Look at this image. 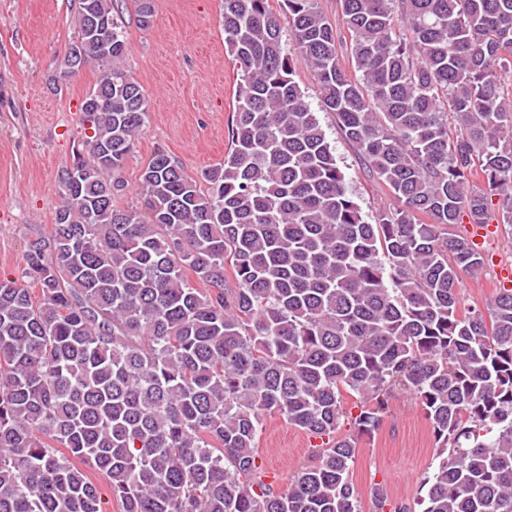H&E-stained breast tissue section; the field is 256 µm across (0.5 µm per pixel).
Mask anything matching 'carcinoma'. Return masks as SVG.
Returning a JSON list of instances; mask_svg holds the SVG:
<instances>
[{"label":"carcinoma","mask_w":512,"mask_h":512,"mask_svg":"<svg viewBox=\"0 0 512 512\" xmlns=\"http://www.w3.org/2000/svg\"><path fill=\"white\" fill-rule=\"evenodd\" d=\"M222 2L230 151L199 180L155 153L122 206L149 104L117 0H79L64 64L98 68L92 134L0 276V512H106L105 489L119 512H363L343 401L371 432L397 391L440 451L394 512H512V289L460 312L484 258L456 231L512 228V0H339L346 41L317 0ZM299 62L394 206L363 214ZM267 414L328 437L285 491Z\"/></svg>","instance_id":"carcinoma-1"}]
</instances>
